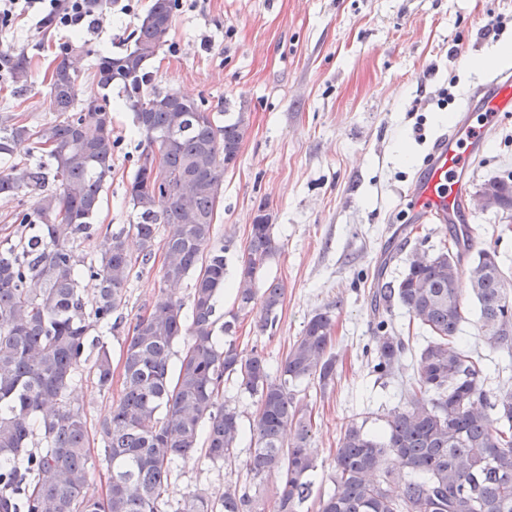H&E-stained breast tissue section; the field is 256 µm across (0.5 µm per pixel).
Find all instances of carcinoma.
<instances>
[{
    "mask_svg": "<svg viewBox=\"0 0 512 512\" xmlns=\"http://www.w3.org/2000/svg\"><path fill=\"white\" fill-rule=\"evenodd\" d=\"M175 0H151L133 33V45L96 57V77L116 87L134 112L145 140L126 193L136 223L129 225L139 252L129 251L125 232H105L96 259L84 264L74 242L89 237L102 191L112 175V106L108 95L87 107L79 73L62 53L48 84L56 120L32 129L0 128V155L28 142L51 160L49 172L28 164L0 171V196L36 194L32 210L18 214L39 234L0 250V512H165L168 483L181 464L201 453L227 462L242 438L240 415L224 406V378L257 399L246 466L250 482L227 483L214 501L197 491L174 512H298L309 497L316 459L310 439L312 414L292 386L313 380L324 391L336 376L331 308L313 313L285 358L271 369L265 355L214 336L217 293L225 286V254L232 239L213 240L224 171L236 164L248 130L242 112L219 124L205 104L179 90L150 85L147 64L167 42ZM16 85H27L25 54L0 51V68ZM55 189L39 192L46 179ZM493 208L512 211V176L480 187ZM162 245L161 279L194 278L190 316L182 303L161 293L137 317L122 352L123 393L96 427L109 469L105 497L87 494L91 479L87 416L71 397L76 372L89 347L98 386H112V352L90 340L92 323L112 325L124 303L133 271L151 262ZM463 232L434 255L414 253L401 278L373 291L382 317L372 347V372L391 377L402 366L411 336L389 326L383 314L399 305L427 333L404 401L387 409L384 428L372 434L353 421L339 438L333 488L318 512H512V390L492 393L482 361L465 350L464 291L479 309L486 343L512 357V282L494 249L472 252ZM281 246L263 208L251 224L236 288L237 307L224 320L235 333L239 317L260 307L264 330L275 327L285 288L264 278ZM97 281L92 300L81 280ZM264 282L262 293L255 285ZM467 288H462V284ZM185 349L174 367L173 345ZM45 448L33 452V427ZM271 496H266L269 479ZM403 485L395 496L390 487Z\"/></svg>",
    "mask_w": 512,
    "mask_h": 512,
    "instance_id": "obj_1",
    "label": "carcinoma"
}]
</instances>
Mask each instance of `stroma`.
Masks as SVG:
<instances>
[{
  "label": "stroma",
  "instance_id": "1",
  "mask_svg": "<svg viewBox=\"0 0 512 512\" xmlns=\"http://www.w3.org/2000/svg\"><path fill=\"white\" fill-rule=\"evenodd\" d=\"M149 3L138 0L134 13L103 18L99 36L88 41L91 54L78 58L82 86L97 82L96 51L131 46ZM500 17L506 28L491 35ZM73 41V35L39 30L23 18L0 32V50L24 52L31 72L22 89L11 77L0 79V125L19 121L35 128L56 119L47 84L56 51ZM148 68L153 85L203 99L216 118L237 112L249 117L239 159L224 173L214 225L215 240L230 238L236 247L227 256L216 320L236 307L238 253L261 206L282 246L265 276L283 284L285 298L274 333L261 331L258 313L242 319L239 347L258 349L278 365L315 311L334 312V384L322 391L302 381L294 388L313 414L311 446L318 462L311 495L299 512H316L319 496L332 487L346 425L356 419L380 430L383 410L407 395L414 352L424 340L413 339L414 352L394 377L373 373L363 355L378 321L373 285L396 282L412 252L431 254L448 241L447 225L413 221L404 196L435 137L469 94L495 71L512 72V0H207L201 11L187 5L176 10L169 40ZM447 86L454 101L442 110L437 94ZM110 101L120 146L95 225L117 232L135 221L125 188L145 143L121 95L111 93ZM511 174L512 119L490 131L469 170V189ZM32 204L27 195L0 202V249L37 234V227L17 220ZM468 222L475 248L497 249L512 276V218L476 207ZM163 261V251H156L149 269L131 278L117 330L91 329L115 354L137 316L159 296ZM466 308L462 334L483 359L488 389L512 388L502 354L477 329L474 301ZM112 368L108 391L98 387L89 365L78 371L72 395L89 426L104 419L121 395L117 357ZM249 445V437H242L226 464L201 456L179 466L167 488L170 504L195 491L220 497L230 479L247 483Z\"/></svg>",
  "mask_w": 512,
  "mask_h": 512
}]
</instances>
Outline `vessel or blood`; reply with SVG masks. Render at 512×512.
<instances>
[{
  "label": "vessel or blood",
  "mask_w": 512,
  "mask_h": 512,
  "mask_svg": "<svg viewBox=\"0 0 512 512\" xmlns=\"http://www.w3.org/2000/svg\"><path fill=\"white\" fill-rule=\"evenodd\" d=\"M466 109L456 125L435 140L430 167L410 190L416 222L461 224L470 208L465 175L489 131L512 116V75L494 77L490 90H477ZM475 110L484 116L482 126L472 123Z\"/></svg>",
  "instance_id": "b4317fda"
}]
</instances>
